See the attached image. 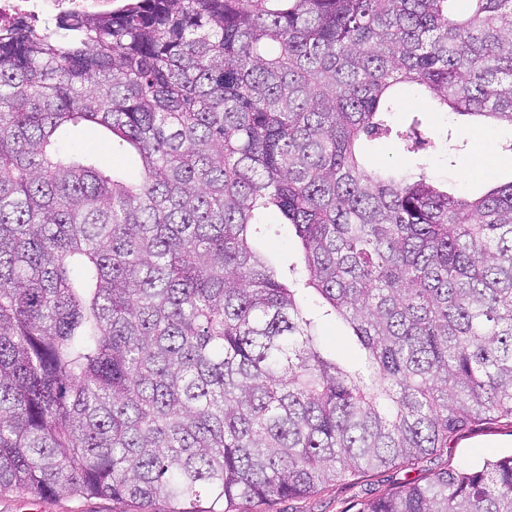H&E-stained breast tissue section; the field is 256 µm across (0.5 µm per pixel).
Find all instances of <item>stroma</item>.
<instances>
[{
  "label": "stroma",
  "mask_w": 512,
  "mask_h": 512,
  "mask_svg": "<svg viewBox=\"0 0 512 512\" xmlns=\"http://www.w3.org/2000/svg\"><path fill=\"white\" fill-rule=\"evenodd\" d=\"M459 138L468 147L458 154L455 165L431 159L432 176L447 180L448 190L459 196L480 188H490L512 180V155L500 146L512 139V132L490 129L468 118L454 125ZM67 139L93 150L100 165L123 169L126 157L113 153L101 129L87 124L69 127ZM512 452V421H499L472 426L451 439L447 448L428 456L412 469L390 468L356 473L346 480L303 498L278 501L273 512H357L364 501L395 491L409 483H423L440 470L465 469L484 458ZM0 512H141L135 504L109 497L74 499L39 498L23 492L0 495Z\"/></svg>",
  "instance_id": "1"
}]
</instances>
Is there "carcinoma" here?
<instances>
[{
  "label": "carcinoma",
  "instance_id": "cac0c4a2",
  "mask_svg": "<svg viewBox=\"0 0 512 512\" xmlns=\"http://www.w3.org/2000/svg\"><path fill=\"white\" fill-rule=\"evenodd\" d=\"M418 91L512 125V0H131L0 29V495L272 512L512 420V180L439 186L428 158L464 144L387 120ZM79 121L135 171L58 137ZM390 135L412 168L363 161ZM285 225L291 263L260 246ZM357 512H512V454ZM321 334L325 346L345 357H350L352 351L344 336V330L340 324L333 321H324L321 325Z\"/></svg>",
  "mask_w": 512,
  "mask_h": 512
}]
</instances>
